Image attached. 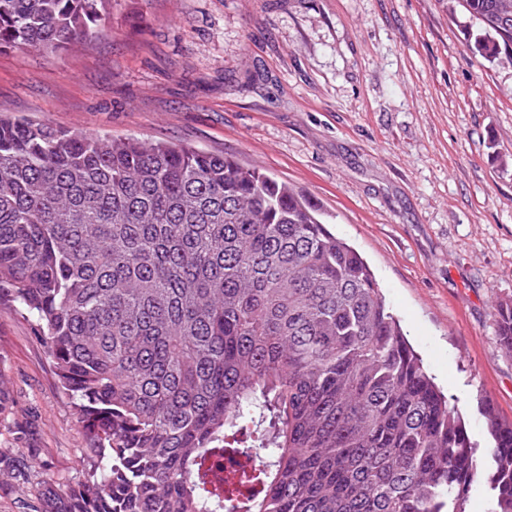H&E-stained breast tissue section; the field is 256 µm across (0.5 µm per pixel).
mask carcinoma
Wrapping results in <instances>:
<instances>
[{"label": "carcinoma", "mask_w": 512, "mask_h": 512, "mask_svg": "<svg viewBox=\"0 0 512 512\" xmlns=\"http://www.w3.org/2000/svg\"><path fill=\"white\" fill-rule=\"evenodd\" d=\"M110 0H0V47L94 36ZM512 64V0H459ZM35 318L95 448L43 512H512V424L477 448L318 202L230 156L0 119V299ZM512 352V302L495 309ZM258 448V491L213 486Z\"/></svg>", "instance_id": "carcinoma-1"}]
</instances>
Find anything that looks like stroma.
I'll return each mask as SVG.
<instances>
[{
	"label": "stroma",
	"mask_w": 512,
	"mask_h": 512,
	"mask_svg": "<svg viewBox=\"0 0 512 512\" xmlns=\"http://www.w3.org/2000/svg\"><path fill=\"white\" fill-rule=\"evenodd\" d=\"M458 0H111L94 38L0 48V118L229 155L318 201L480 447L512 423V66ZM0 512L83 477L91 435L31 316L0 302ZM494 315L499 343L512 352V302L499 303Z\"/></svg>",
	"instance_id": "stroma-1"
}]
</instances>
